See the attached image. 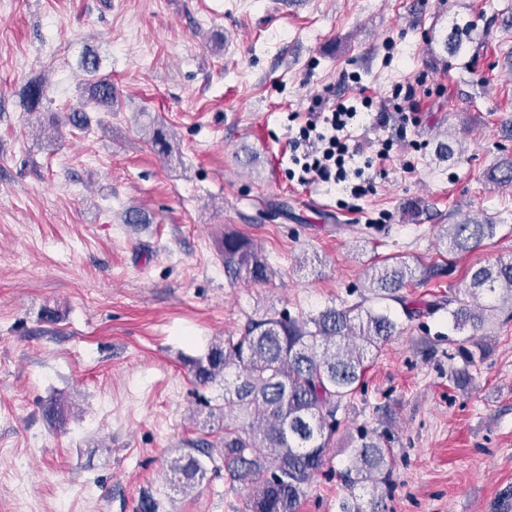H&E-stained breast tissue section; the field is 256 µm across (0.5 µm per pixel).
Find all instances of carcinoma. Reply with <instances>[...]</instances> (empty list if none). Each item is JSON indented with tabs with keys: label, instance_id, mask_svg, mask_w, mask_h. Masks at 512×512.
Returning a JSON list of instances; mask_svg holds the SVG:
<instances>
[{
	"label": "carcinoma",
	"instance_id": "cac0c4a2",
	"mask_svg": "<svg viewBox=\"0 0 512 512\" xmlns=\"http://www.w3.org/2000/svg\"><path fill=\"white\" fill-rule=\"evenodd\" d=\"M467 40L455 25L446 36L445 50L457 54ZM86 102L112 111L116 92L112 79L100 74L96 56L83 58ZM45 97L40 81L26 88L30 111ZM154 152L168 159L174 146L164 128L153 129ZM487 181L512 185V158L492 167ZM499 225L465 218L442 229L448 253L462 255L496 236ZM224 271L233 278L263 283L271 265L252 241L240 234H224ZM405 261L370 267L367 288L373 298L403 301L399 292L414 279ZM448 306V325L464 334L462 352L473 362L467 345L479 346L478 333L492 323L495 312H512V259L470 270L464 288L448 293L437 306ZM399 322L386 310L360 304L327 307L312 316L274 312L251 320L238 336L212 343L192 360V374L201 386L224 384V404L236 410L235 423L224 425L219 448H199L170 460L168 469L188 493L207 473L206 462L220 458L231 483L249 491V512H299L301 500L321 472L334 442L337 414L358 388L370 353L397 334ZM238 374L227 382L230 369ZM392 473L391 449L372 430L362 427L350 448L341 477L347 496L339 512H379Z\"/></svg>",
	"mask_w": 512,
	"mask_h": 512
}]
</instances>
